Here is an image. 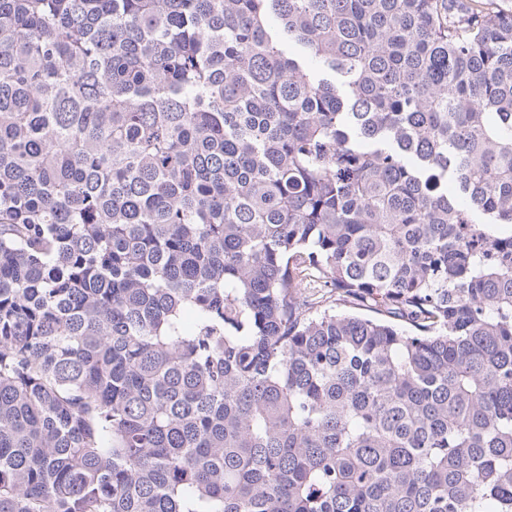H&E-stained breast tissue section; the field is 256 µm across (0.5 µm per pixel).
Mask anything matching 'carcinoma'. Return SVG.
Returning <instances> with one entry per match:
<instances>
[{"mask_svg": "<svg viewBox=\"0 0 512 512\" xmlns=\"http://www.w3.org/2000/svg\"><path fill=\"white\" fill-rule=\"evenodd\" d=\"M0 512H512V10L0 0Z\"/></svg>", "mask_w": 512, "mask_h": 512, "instance_id": "carcinoma-1", "label": "carcinoma"}]
</instances>
